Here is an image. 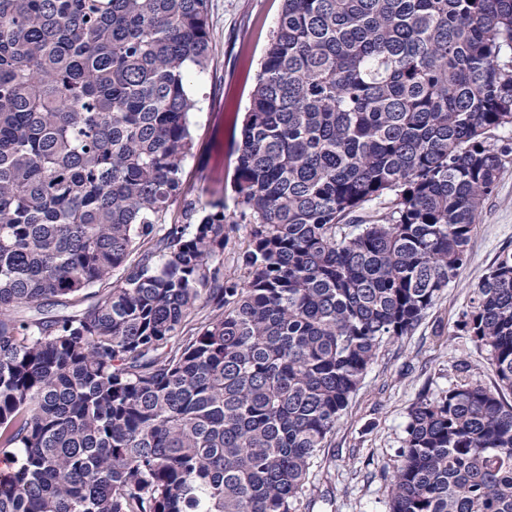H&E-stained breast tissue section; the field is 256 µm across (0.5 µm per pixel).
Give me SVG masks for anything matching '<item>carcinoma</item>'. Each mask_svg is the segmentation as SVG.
Instances as JSON below:
<instances>
[{
	"label": "carcinoma",
	"instance_id": "cac0c4a2",
	"mask_svg": "<svg viewBox=\"0 0 512 512\" xmlns=\"http://www.w3.org/2000/svg\"><path fill=\"white\" fill-rule=\"evenodd\" d=\"M209 12L0 0V512H299L512 164V0H284L234 219L185 169ZM458 329L497 385L419 397L389 512H512V251ZM246 234L245 224H239V230L224 249V273L229 276L240 275L239 252L242 239Z\"/></svg>",
	"mask_w": 512,
	"mask_h": 512
}]
</instances>
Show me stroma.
<instances>
[{
	"instance_id": "stroma-1",
	"label": "stroma",
	"mask_w": 512,
	"mask_h": 512,
	"mask_svg": "<svg viewBox=\"0 0 512 512\" xmlns=\"http://www.w3.org/2000/svg\"><path fill=\"white\" fill-rule=\"evenodd\" d=\"M284 0H211L210 60L191 71L199 101L192 115L198 146L186 163L202 200L236 211L233 126L247 112L261 60ZM512 250V167L501 175L480 210L458 276L408 336L384 342L358 392L309 474L299 512H388L389 479L406 437L408 411L421 394L454 386L466 364L471 380L491 387L495 377L483 347L457 328L480 278L502 250Z\"/></svg>"
}]
</instances>
